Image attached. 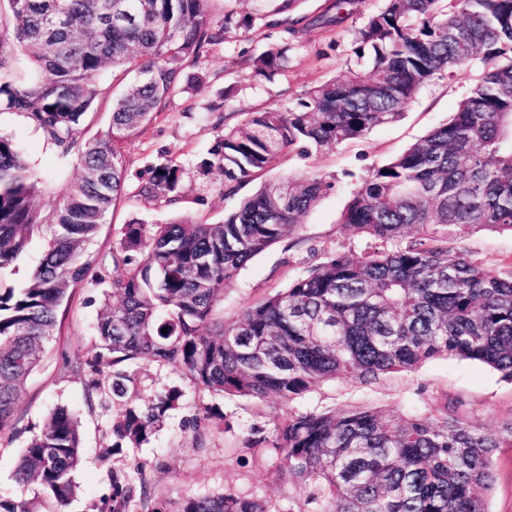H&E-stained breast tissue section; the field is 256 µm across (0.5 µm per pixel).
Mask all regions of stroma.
Returning <instances> with one entry per match:
<instances>
[{
    "label": "stroma",
    "mask_w": 512,
    "mask_h": 512,
    "mask_svg": "<svg viewBox=\"0 0 512 512\" xmlns=\"http://www.w3.org/2000/svg\"><path fill=\"white\" fill-rule=\"evenodd\" d=\"M384 5V0H359L341 28L327 32L310 29L302 42L287 44L283 33L268 27L266 19H255L251 29L231 28L223 45L214 47L196 65L187 67L186 77H203L202 86L178 92L168 112L162 113L137 138L124 143L128 196L111 210L106 224L92 245L93 251L111 249L124 224L137 221L160 224L175 216H190L202 223H219L244 197L253 194L258 181L242 184L236 194L224 192L219 169L200 175L195 165L206 156L221 129L209 104L225 101L231 121L241 112L294 105L304 91L334 77L354 63L350 32ZM287 46L288 62L272 80L251 78L243 60L272 46ZM476 75L474 68L457 71L453 79L433 80L422 86L392 123L376 126L361 138L303 160L282 154L265 179H297L312 172L322 175L331 187L309 211L296 237H285L257 256L232 285L224 290V318L232 320L255 299L287 285L304 268L336 251L360 250L365 240L350 238L339 219L355 189L369 171L401 153L433 128L446 123L455 112ZM232 95H225V87ZM0 134L24 150L27 159L44 177L48 188L62 193L76 173V164H61L56 153L23 118L0 115ZM176 156L184 165L182 203L146 205L136 196L149 178L152 164ZM454 247L465 251L484 268L502 271L512 267V234L472 230L458 235ZM102 287L86 285L74 289L65 300L58 327L38 369L30 376L16 404L14 428L0 436V499L25 497L36 512L49 506L39 486L21 490L13 473L30 438L40 432L49 413L57 407L72 411L80 421L83 453L73 477L77 494L66 512H109L112 473H134L138 464L149 466L159 500L223 493L232 486L247 494L287 507L289 498L301 497L293 478L272 456L241 455L239 447L256 427H271L285 410L308 411L345 404H369L405 417L419 410L428 414L449 411L471 421L490 435L512 423V381L488 367L452 357L436 358L414 371L387 375L379 382L363 385L354 379L322 383L290 402H255L239 397L217 396L196 391L175 370L155 362L135 366L137 386L129 394L138 399L153 392L180 386L183 404L170 411L150 442L142 448L110 454L115 408L108 395L86 400V377L74 374L69 364L91 354L95 325L102 303ZM200 404L223 413L222 424L203 422L206 445L194 447L191 431L183 421ZM495 481L488 495L489 512H512V448L499 449L494 458Z\"/></svg>",
    "instance_id": "obj_1"
}]
</instances>
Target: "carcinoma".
Returning <instances> with one entry per match:
<instances>
[{"instance_id": "carcinoma-1", "label": "carcinoma", "mask_w": 512, "mask_h": 512, "mask_svg": "<svg viewBox=\"0 0 512 512\" xmlns=\"http://www.w3.org/2000/svg\"><path fill=\"white\" fill-rule=\"evenodd\" d=\"M0 25V114L27 120L78 173L60 195L48 188L20 148L0 135V435L13 428L15 405L54 336L60 309L91 266L111 283L96 323L95 352L71 365L88 377L87 400L106 388L121 408L110 450L140 448L168 411L178 388L139 404L125 402L135 383L129 366L148 359L176 370L199 392L290 401L316 384L353 377L377 382L425 362L454 357L480 362L512 380V269L493 272L452 246L462 229L512 232V0H384L351 31L356 62L288 108L245 113L201 162L224 172L225 194L288 151L309 159L400 118L424 84L478 69L456 112L388 163L373 168L353 193L340 223L362 251L336 252L288 287L224 320V288L255 256L293 234L329 182H266L217 224L179 216L165 224H125L101 255L89 251L124 196L119 145L167 111L184 69L224 43L230 26L252 15L224 13L213 0H6ZM272 26L293 44L309 28L333 32L355 0H332L313 17L297 0H270ZM286 50L250 59L257 76L283 71ZM138 73L116 94L112 121L87 138L84 116L106 72ZM182 165L169 157L150 168L137 196L175 205ZM35 237L40 260L20 263ZM166 332H161V329ZM223 419L201 406L187 419L205 447L201 419ZM512 447V423L491 436L463 419H406L367 405L289 411L273 427L252 430L242 450L278 458L309 489L291 512H487L498 448ZM77 417L54 409L29 440L15 471L39 484L65 512L76 494L81 459ZM110 512H280L264 498L229 487L220 495L159 502L146 465L136 477L112 472Z\"/></svg>"}]
</instances>
